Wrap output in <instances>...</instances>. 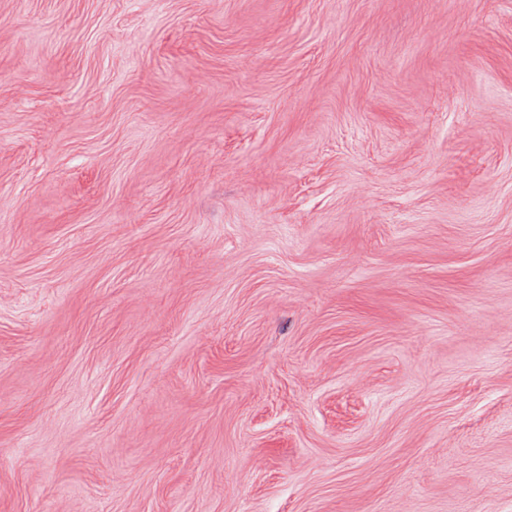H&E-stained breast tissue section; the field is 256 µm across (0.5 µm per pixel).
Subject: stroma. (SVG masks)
I'll use <instances>...</instances> for the list:
<instances>
[{
  "label": "stroma",
  "instance_id": "1",
  "mask_svg": "<svg viewBox=\"0 0 512 512\" xmlns=\"http://www.w3.org/2000/svg\"><path fill=\"white\" fill-rule=\"evenodd\" d=\"M0 512H512V0H0Z\"/></svg>",
  "mask_w": 512,
  "mask_h": 512
}]
</instances>
